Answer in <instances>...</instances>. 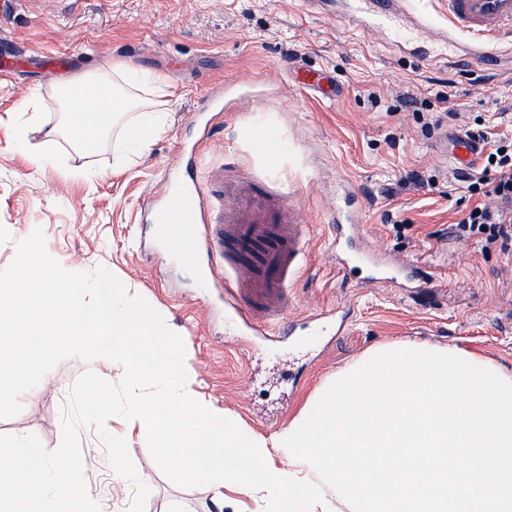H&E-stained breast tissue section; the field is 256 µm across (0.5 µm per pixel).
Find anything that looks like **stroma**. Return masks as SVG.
I'll return each instance as SVG.
<instances>
[{
    "label": "stroma",
    "instance_id": "35a3bbf8",
    "mask_svg": "<svg viewBox=\"0 0 512 512\" xmlns=\"http://www.w3.org/2000/svg\"><path fill=\"white\" fill-rule=\"evenodd\" d=\"M343 0H8L0 7V55L25 61L0 75V270L17 244L42 229L48 253L72 272L102 266L144 298L184 342L199 398L248 436L272 439L337 372L368 350L416 342L475 351L512 374V246L484 251L450 232L475 203L466 168L435 144L457 136L449 113L474 112L491 133L512 132V63L484 69L463 50L427 60L419 45L395 47L344 19ZM70 53L73 73L116 65L163 78L149 90L161 120L145 148L106 133L93 152L65 127V106L47 86L41 55ZM227 84L243 98L225 113L203 171L263 179L274 173L306 222L305 268L288 290L289 337L255 331L204 267L169 256L146 219L179 146L196 135L198 97ZM422 102L402 107L403 97ZM440 127L426 129L435 115ZM57 128L47 140L45 132ZM268 131L275 151H256L250 129ZM416 170L425 183L402 185ZM361 218L360 240L387 263L415 267L397 287L371 284L358 265L342 271L330 211ZM404 225L396 233L395 225ZM323 319H316V312ZM115 383L105 365L62 361L50 380L23 393L20 414L0 435L62 440V409L86 370ZM141 479L146 512H265L267 501L234 486L216 508L210 487L186 489L154 463L144 423L114 417ZM89 495L101 512H128L131 485L110 467L94 429L80 432Z\"/></svg>",
    "mask_w": 512,
    "mask_h": 512
}]
</instances>
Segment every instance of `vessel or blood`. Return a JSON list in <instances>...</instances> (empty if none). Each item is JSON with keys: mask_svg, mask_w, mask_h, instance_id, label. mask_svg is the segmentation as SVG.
<instances>
[{"mask_svg": "<svg viewBox=\"0 0 512 512\" xmlns=\"http://www.w3.org/2000/svg\"><path fill=\"white\" fill-rule=\"evenodd\" d=\"M367 24L403 42L414 33L430 42L467 41L472 57L494 65L512 42V0H353ZM194 149L178 151L183 179L166 180L149 209L167 248L179 259L205 263L212 285L231 296L256 323L283 320L288 285L305 266L304 226L286 195L256 180L225 181L215 170L199 176Z\"/></svg>", "mask_w": 512, "mask_h": 512, "instance_id": "b4317fda", "label": "vessel or blood"}]
</instances>
